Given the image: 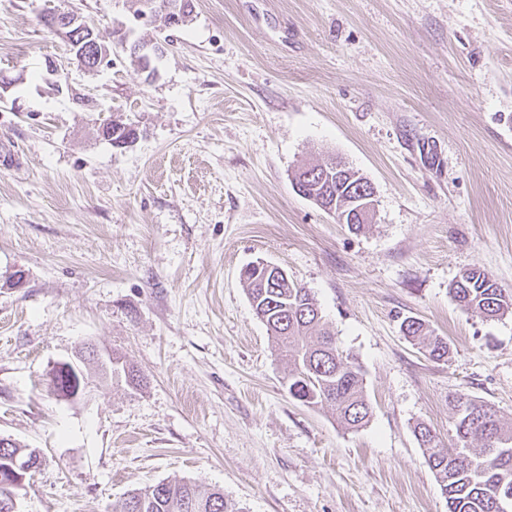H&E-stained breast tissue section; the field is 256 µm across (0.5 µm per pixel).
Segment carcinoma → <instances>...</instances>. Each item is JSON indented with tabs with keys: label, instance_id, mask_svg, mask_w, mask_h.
<instances>
[{
	"label": "carcinoma",
	"instance_id": "obj_1",
	"mask_svg": "<svg viewBox=\"0 0 512 512\" xmlns=\"http://www.w3.org/2000/svg\"><path fill=\"white\" fill-rule=\"evenodd\" d=\"M338 161L306 165L294 180L306 184L309 195L322 210L334 208L348 228L354 200L369 188L364 177ZM241 281L257 318L266 326L279 356L288 362L285 387L288 395L306 405H325L348 430H359L370 420L364 373L356 359L336 346L333 334L310 289L293 279L277 280L263 260L248 264ZM466 313L493 320L512 313V290L501 287L483 268L465 269L449 288ZM403 336L420 346L435 361L448 358V341L433 334L420 318L406 316L400 323ZM455 446L438 448L431 429L414 427L426 461L436 474L448 501V512H501L512 497V425L506 424L491 404L458 396L451 401ZM112 512H229L220 490L192 481L159 482L134 489L112 505Z\"/></svg>",
	"mask_w": 512,
	"mask_h": 512
}]
</instances>
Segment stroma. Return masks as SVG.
Returning a JSON list of instances; mask_svg holds the SVG:
<instances>
[{
  "mask_svg": "<svg viewBox=\"0 0 512 512\" xmlns=\"http://www.w3.org/2000/svg\"><path fill=\"white\" fill-rule=\"evenodd\" d=\"M184 25L140 0H0V436L40 449L21 512H112L193 480L239 512H448L413 427L455 442L449 398L512 419V314L448 293L480 265L512 289V0H193ZM75 10L103 43L159 46L87 75L47 30ZM66 63L56 91L50 62ZM134 128L116 147L100 128ZM335 157L372 185L350 231L293 187ZM264 259L310 288L365 372L369 424L289 397L240 281ZM448 339L431 360L402 334ZM75 401L50 373L88 347ZM400 330L403 336L408 338L415 345H420L427 356L435 361H442L450 354L448 341L433 335L428 325L420 318L414 316L404 317L400 323Z\"/></svg>",
  "mask_w": 512,
  "mask_h": 512,
  "instance_id": "stroma-1",
  "label": "stroma"
}]
</instances>
